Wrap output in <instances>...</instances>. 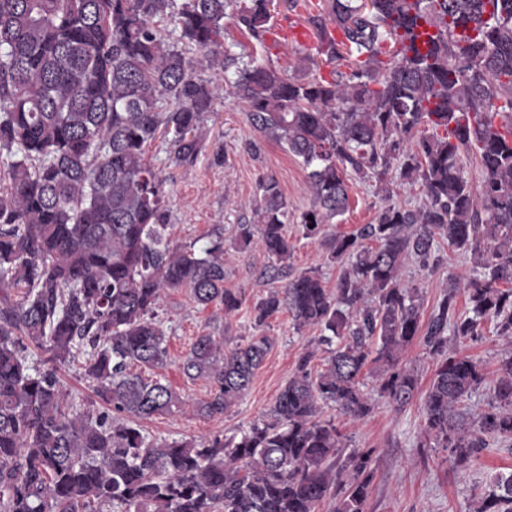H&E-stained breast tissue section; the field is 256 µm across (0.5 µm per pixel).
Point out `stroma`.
Masks as SVG:
<instances>
[{
    "instance_id": "1",
    "label": "stroma",
    "mask_w": 512,
    "mask_h": 512,
    "mask_svg": "<svg viewBox=\"0 0 512 512\" xmlns=\"http://www.w3.org/2000/svg\"><path fill=\"white\" fill-rule=\"evenodd\" d=\"M322 0H298L293 10H280L263 41H255L246 31L227 26L224 41L245 46L258 62L301 76L302 59L314 53L316 39L304 45L284 43L281 30L290 24L308 27L309 18L318 14ZM205 78L220 87L213 112L203 126L205 149L190 165L172 168L167 164L168 145L156 140L148 156L166 179L172 236L188 244L221 232L225 242H232L237 227L254 221L250 207L257 194V181L271 175L278 181L293 214L311 205L306 173L298 158L280 144L255 130L236 103L232 89L223 74L205 71ZM424 197L420 185L391 183L383 187L376 179L353 180L349 188V207L344 215L328 225L327 234L356 232L372 223L387 205H419ZM292 246L290 264L294 271L319 269L327 288H335L342 270L340 262L330 260L321 242L305 238L298 225L288 227ZM437 248L442 261L434 270H426L413 260H404L400 269L402 281L420 288L422 317H429L452 278L472 277L474 255L451 248L439 240ZM268 259L259 239L242 251L233 253L226 265L225 287L241 291L243 304L232 316L212 308L195 305L186 292L164 296L158 317L168 336L171 361L161 375L182 399L193 402L206 398L209 388L203 380H189L182 372L181 360L195 336L211 331L229 342H243L252 336L251 308L265 296L272 283L261 272ZM263 333L271 349L256 371L245 394L224 416L204 419L192 412H176L144 421L150 437L156 439H200L217 433L232 434L247 428L264 416L291 376L304 349L316 346L315 331L295 333L288 312L270 317ZM461 356L480 360L487 372H495L508 354L497 336L493 323L482 326L476 339H459L450 346ZM364 390L373 394L374 408L364 419L344 421L340 427L347 436L349 448H371L377 456L375 475L365 505V512H474L480 492L497 473L512 471V440H492L480 458L464 467L448 461L447 451L437 448L425 431L421 399L399 408L386 398L376 396L372 379H365Z\"/></svg>"
}]
</instances>
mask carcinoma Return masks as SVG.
I'll return each mask as SVG.
<instances>
[{
  "label": "carcinoma",
  "mask_w": 512,
  "mask_h": 512,
  "mask_svg": "<svg viewBox=\"0 0 512 512\" xmlns=\"http://www.w3.org/2000/svg\"><path fill=\"white\" fill-rule=\"evenodd\" d=\"M325 2L310 17L316 56L296 78L222 44L228 24L263 40L275 0H0V286L15 291L0 292V512H364L374 450L344 453L322 406L366 417L367 372L408 405L418 376L400 354L416 341L440 357L423 401L436 447L463 465L512 438V353L472 419L464 401L485 369L448 350L486 321L512 344V0ZM334 62L342 69L324 76ZM214 66L251 125L301 159L306 237L345 213L352 179L418 181L424 198L323 240L346 261L332 292L318 270L290 271L288 201L261 177L257 224L238 225V242L259 235L283 285L255 304L253 325L287 311L296 332H320L323 368L312 373L316 351L305 350L269 413L238 436L158 441L140 421L224 415L270 349L261 334L226 348L200 333L181 367L209 393L191 404L156 374L170 360L162 295L184 290L226 315L242 305L224 287L222 234L172 241L165 179L147 157L162 136L168 164L196 160L216 99L198 72ZM472 153L477 187L465 175ZM437 236L477 256L476 277L450 283L423 324L419 289L399 270L409 258L435 268ZM32 347L48 354L40 366ZM76 360L103 410L67 400L58 370ZM476 512H512V472Z\"/></svg>",
  "instance_id": "cac0c4a2"
}]
</instances>
